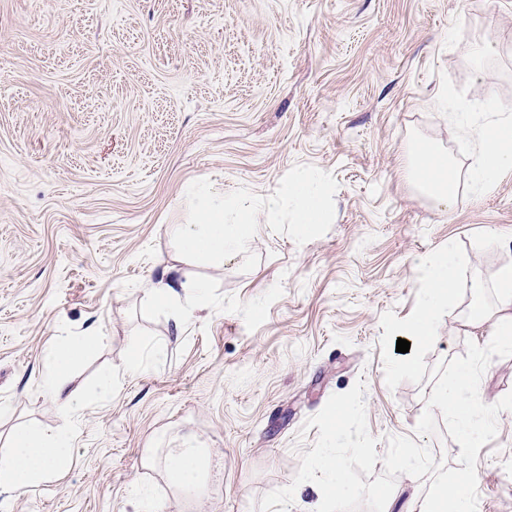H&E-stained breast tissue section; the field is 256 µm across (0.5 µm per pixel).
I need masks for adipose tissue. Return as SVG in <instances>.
<instances>
[{"label": "adipose tissue", "mask_w": 512, "mask_h": 512, "mask_svg": "<svg viewBox=\"0 0 512 512\" xmlns=\"http://www.w3.org/2000/svg\"><path fill=\"white\" fill-rule=\"evenodd\" d=\"M462 125L470 126L475 137L468 172L473 186L481 191L491 190L500 173L512 169V116L499 115L490 128L471 126L470 116L458 115ZM420 180L430 196L442 207L452 208L457 201L458 178L449 155L434 145L419 144L414 151L410 170ZM421 304L405 327L411 342L431 343L436 336V322L441 306L449 300L457 286L458 255L454 246L443 247L428 255ZM95 335L77 336L64 340L50 349L44 388L70 416L77 415L83 401L71 387L73 366L91 354L99 345ZM73 429L41 430L32 427L18 429L11 436L7 449L0 453V489L22 490L47 477L52 470L66 462L74 447ZM204 449L193 443L182 448H170L159 463L170 487L200 494L204 484L201 462Z\"/></svg>", "instance_id": "1"}]
</instances>
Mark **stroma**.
<instances>
[{
    "mask_svg": "<svg viewBox=\"0 0 512 512\" xmlns=\"http://www.w3.org/2000/svg\"><path fill=\"white\" fill-rule=\"evenodd\" d=\"M448 92L512 110V0H0V449L18 427L65 424L48 351L101 337L72 370L89 403L68 466L0 494V512H142L138 484L159 512H258L311 451L305 420L360 380L378 454L408 436L457 468L447 430L416 425L431 367L491 339L467 312L476 294L498 310L512 170L473 192ZM423 140L455 162L452 209L408 174ZM298 164L339 184L327 234L300 246L260 224L247 273L239 254L220 269L177 254L192 181L265 197ZM450 241L462 266L438 335L398 353L423 260ZM168 277L206 288L143 314ZM187 439L212 455L198 496L148 461ZM477 478L478 512H512V411Z\"/></svg>",
    "mask_w": 512,
    "mask_h": 512,
    "instance_id": "obj_1",
    "label": "stroma"
}]
</instances>
